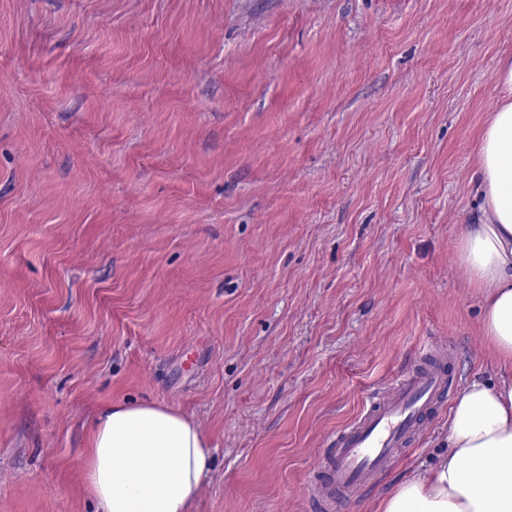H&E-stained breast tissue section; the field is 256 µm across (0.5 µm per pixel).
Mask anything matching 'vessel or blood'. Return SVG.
Here are the masks:
<instances>
[{
  "label": "vessel or blood",
  "instance_id": "1",
  "mask_svg": "<svg viewBox=\"0 0 512 512\" xmlns=\"http://www.w3.org/2000/svg\"><path fill=\"white\" fill-rule=\"evenodd\" d=\"M441 350L436 342L420 345L409 368L370 391L361 414L329 436L314 484L318 499L332 501L375 484L421 434L424 415L449 387Z\"/></svg>",
  "mask_w": 512,
  "mask_h": 512
}]
</instances>
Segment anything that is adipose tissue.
I'll use <instances>...</instances> for the list:
<instances>
[{"label":"adipose tissue","instance_id":"obj_1","mask_svg":"<svg viewBox=\"0 0 512 512\" xmlns=\"http://www.w3.org/2000/svg\"><path fill=\"white\" fill-rule=\"evenodd\" d=\"M478 144L476 212L459 258L482 296L480 329L507 378L468 382L448 412V449L383 498L380 512H512V59ZM86 480L101 512H191L211 463L193 418L116 403L94 417Z\"/></svg>","mask_w":512,"mask_h":512}]
</instances>
